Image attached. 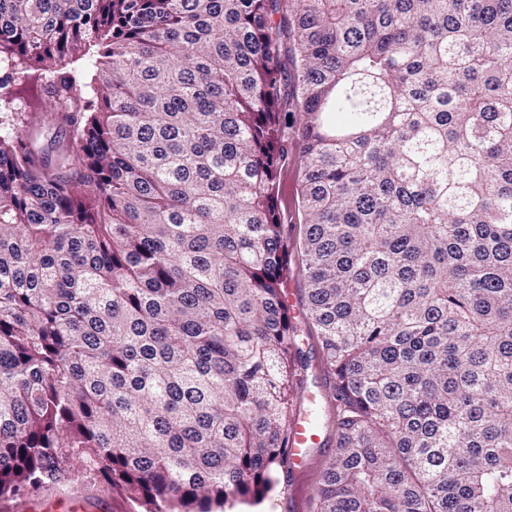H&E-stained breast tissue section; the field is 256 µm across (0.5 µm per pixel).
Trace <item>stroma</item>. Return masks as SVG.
Returning a JSON list of instances; mask_svg holds the SVG:
<instances>
[{
  "mask_svg": "<svg viewBox=\"0 0 512 512\" xmlns=\"http://www.w3.org/2000/svg\"><path fill=\"white\" fill-rule=\"evenodd\" d=\"M13 108L19 111L38 112L46 117L43 135L47 138L64 137L65 131L52 113L54 108L41 93L36 83L28 82L14 89ZM288 159L278 174L280 193L277 204L284 217V233L288 238L291 252L284 286L292 292L293 304L290 312L297 329V349L305 365L304 394L297 399V409L314 414L321 434V446L311 449L310 464L301 480L303 497L302 512H315L313 494L322 479L325 464L336 446L335 407L327 398L329 380L321 364L319 344L314 328L307 318V278L303 272L299 240L305 215L298 207L297 188L302 179V164L296 141H288ZM78 494L102 504L105 512H145L144 506L127 498L100 482L87 479L69 478L65 481L39 489L29 496L34 512H67L66 503L71 495Z\"/></svg>",
  "mask_w": 512,
  "mask_h": 512,
  "instance_id": "stroma-1",
  "label": "stroma"
}]
</instances>
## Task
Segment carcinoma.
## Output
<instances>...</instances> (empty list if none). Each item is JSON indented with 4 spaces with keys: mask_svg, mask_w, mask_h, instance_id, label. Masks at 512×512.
Returning a JSON list of instances; mask_svg holds the SVG:
<instances>
[{
    "mask_svg": "<svg viewBox=\"0 0 512 512\" xmlns=\"http://www.w3.org/2000/svg\"><path fill=\"white\" fill-rule=\"evenodd\" d=\"M91 45L89 87L61 66ZM2 61L67 134L0 121L11 512L77 473L147 512L288 476L289 98L336 407L316 512H512V0H0Z\"/></svg>",
    "mask_w": 512,
    "mask_h": 512,
    "instance_id": "cac0c4a2",
    "label": "carcinoma"
}]
</instances>
